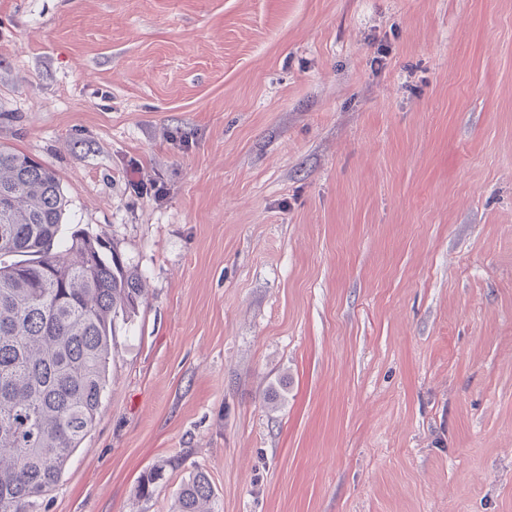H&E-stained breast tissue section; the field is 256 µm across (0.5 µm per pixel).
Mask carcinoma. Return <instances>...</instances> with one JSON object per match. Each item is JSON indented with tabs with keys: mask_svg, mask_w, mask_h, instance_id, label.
Segmentation results:
<instances>
[{
	"mask_svg": "<svg viewBox=\"0 0 512 512\" xmlns=\"http://www.w3.org/2000/svg\"><path fill=\"white\" fill-rule=\"evenodd\" d=\"M67 206L51 168L0 146V512H30L60 482L101 411L117 320L143 297L108 239L59 237ZM160 476L144 474L139 496ZM214 499L197 469L173 512H214Z\"/></svg>",
	"mask_w": 512,
	"mask_h": 512,
	"instance_id": "cac0c4a2",
	"label": "carcinoma"
}]
</instances>
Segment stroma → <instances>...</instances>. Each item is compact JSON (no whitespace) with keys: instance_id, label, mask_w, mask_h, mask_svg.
Returning a JSON list of instances; mask_svg holds the SVG:
<instances>
[{"instance_id":"1","label":"stroma","mask_w":512,"mask_h":512,"mask_svg":"<svg viewBox=\"0 0 512 512\" xmlns=\"http://www.w3.org/2000/svg\"><path fill=\"white\" fill-rule=\"evenodd\" d=\"M0 145L146 288L36 512H512V0H0ZM215 491L208 474L196 469L185 479L175 497L173 512H214Z\"/></svg>"}]
</instances>
